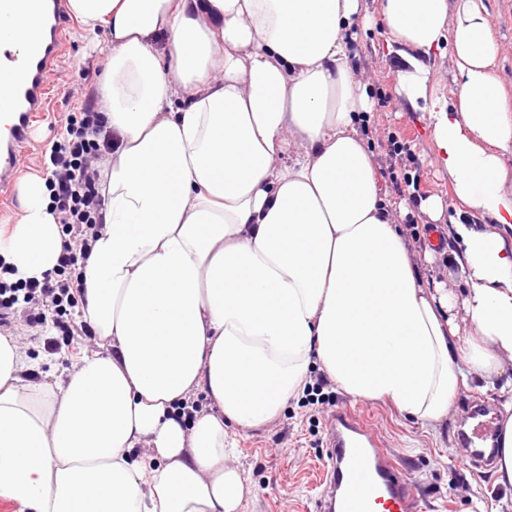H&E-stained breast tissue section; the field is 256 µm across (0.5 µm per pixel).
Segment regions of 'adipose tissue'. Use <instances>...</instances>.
<instances>
[{
  "label": "adipose tissue",
  "instance_id": "obj_1",
  "mask_svg": "<svg viewBox=\"0 0 512 512\" xmlns=\"http://www.w3.org/2000/svg\"><path fill=\"white\" fill-rule=\"evenodd\" d=\"M105 27L103 226L81 267L96 350L42 369L0 334V496L25 512H242L235 428L309 383L438 427L471 376L512 364V109L484 0H382L398 93L485 227L449 216L464 288L425 282L363 134L361 0H69ZM447 46L438 95L423 55ZM0 261L42 279L63 252L43 180L20 187ZM464 311L456 322L452 311ZM495 471L512 486V382ZM203 400L187 419L184 404ZM422 60L425 64H429L432 67L434 77L433 79L439 83V94H443L448 98L456 88L455 72L453 71L450 62L447 57H442L441 50H433L429 59L424 55Z\"/></svg>",
  "mask_w": 512,
  "mask_h": 512
}]
</instances>
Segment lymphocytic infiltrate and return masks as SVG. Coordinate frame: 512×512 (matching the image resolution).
<instances>
[{
	"label": "lymphocytic infiltrate",
	"instance_id": "lymphocytic-infiltrate-1",
	"mask_svg": "<svg viewBox=\"0 0 512 512\" xmlns=\"http://www.w3.org/2000/svg\"><path fill=\"white\" fill-rule=\"evenodd\" d=\"M112 149V133L103 117L92 106L68 113L61 141L49 155L51 169L46 178L49 198L57 212L62 232L67 237L55 270L43 280L7 281L0 277V327L23 321L43 336L48 350H57L58 335L74 333V316L83 301L81 261L91 251V235L102 224V199L97 190L95 167L104 153ZM409 145L388 136L386 172L396 193H407L411 205L422 199L421 172L403 169V161H415Z\"/></svg>",
	"mask_w": 512,
	"mask_h": 512
}]
</instances>
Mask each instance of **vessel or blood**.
I'll use <instances>...</instances> for the list:
<instances>
[{"label": "vessel or blood", "mask_w": 512, "mask_h": 512, "mask_svg": "<svg viewBox=\"0 0 512 512\" xmlns=\"http://www.w3.org/2000/svg\"><path fill=\"white\" fill-rule=\"evenodd\" d=\"M67 0H0V22L31 13L41 17L39 32L26 40L0 41V74L11 79V91L0 99V188L10 186L34 122L48 107L49 77L65 55L64 33L70 23ZM325 481L330 489L317 500L315 512H418L420 497L405 480L394 455L357 411L338 408L328 418ZM489 421L476 420L462 432L468 463L482 462L493 445Z\"/></svg>", "instance_id": "vessel-or-blood-1"}]
</instances>
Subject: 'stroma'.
Masks as SVG:
<instances>
[{
  "mask_svg": "<svg viewBox=\"0 0 512 512\" xmlns=\"http://www.w3.org/2000/svg\"><path fill=\"white\" fill-rule=\"evenodd\" d=\"M493 34L499 45L496 73L512 104V0H485ZM371 21L359 25L355 51L376 95L367 140L376 161H383L388 134L410 145L422 166L421 189L440 196L449 209L456 199L448 174L435 161L430 129L418 112L403 109L397 93L400 68L386 48V29L380 0H362ZM107 44L104 30L87 32L72 21L67 32V55L49 79V110L40 115L23 150L21 176H44V153L60 131L68 112L96 104L101 71L100 49ZM336 405L355 404L377 430L402 466L405 479L420 496L419 512H512V487L499 485L492 469L469 470L455 434L466 421L465 408L476 400L488 403L492 417L501 415L497 390L473 380L460 393L438 428L421 426L388 402L352 401L334 384H327ZM326 425L314 409L290 400L282 413L263 427L239 434L238 465L250 487L244 512H314V502L326 490Z\"/></svg>",
  "mask_w": 512,
  "mask_h": 512,
  "instance_id": "obj_1",
  "label": "stroma"
}]
</instances>
